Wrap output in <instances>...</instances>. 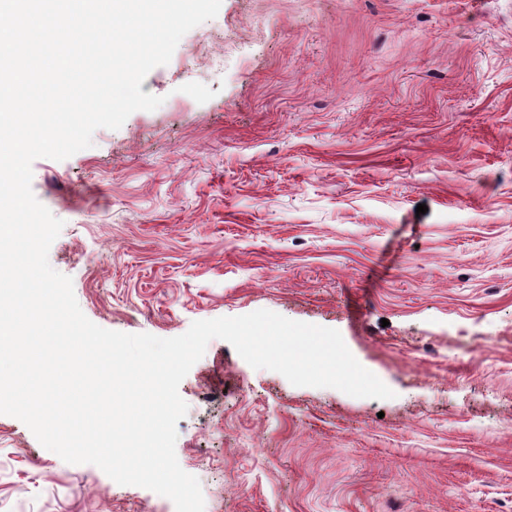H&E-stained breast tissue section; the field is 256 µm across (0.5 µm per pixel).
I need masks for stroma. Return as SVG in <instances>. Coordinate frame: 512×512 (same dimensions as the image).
Returning a JSON list of instances; mask_svg holds the SVG:
<instances>
[{
    "label": "stroma",
    "instance_id": "1",
    "mask_svg": "<svg viewBox=\"0 0 512 512\" xmlns=\"http://www.w3.org/2000/svg\"><path fill=\"white\" fill-rule=\"evenodd\" d=\"M141 89L163 104L32 165L85 316L172 338L266 309L395 393L211 340L175 446L205 512H512V0H222ZM0 512L175 506L0 415Z\"/></svg>",
    "mask_w": 512,
    "mask_h": 512
}]
</instances>
